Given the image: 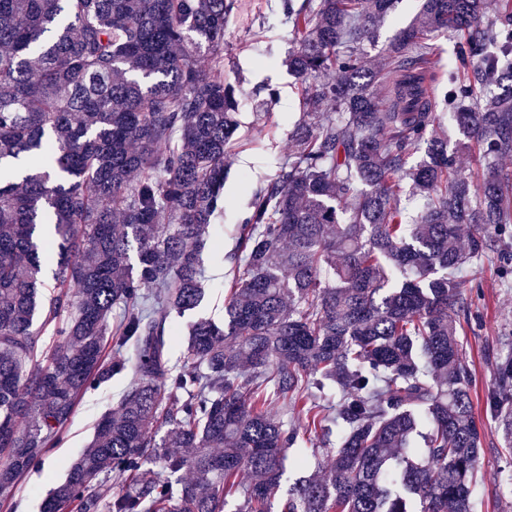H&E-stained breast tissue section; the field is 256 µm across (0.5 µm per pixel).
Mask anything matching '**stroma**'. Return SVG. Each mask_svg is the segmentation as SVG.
I'll return each instance as SVG.
<instances>
[{"mask_svg":"<svg viewBox=\"0 0 512 512\" xmlns=\"http://www.w3.org/2000/svg\"><path fill=\"white\" fill-rule=\"evenodd\" d=\"M239 9L224 31V76L239 89V131L226 149L230 175L224 185V214L211 228L220 250L204 255L206 297L199 316L224 319L225 282L231 267L228 254L235 248L232 233L247 212L251 193L277 173L288 154V132L299 119V81L283 64L292 36L280 8V0H238ZM278 89V98L260 107L258 90ZM478 287L473 293V315L458 329L465 360L474 373L472 399L481 425L483 452L481 480L473 496L472 512H512V450L507 449L498 422L486 407L493 370L485 357L492 345L512 342V281L504 282L493 263L485 260L466 267ZM138 376L127 369L120 377L87 392L65 429L62 443L49 450L44 467L31 470L13 488L8 504L15 512H40L43 499L61 483L69 467L91 442L99 419L115 408L120 396ZM298 463L287 470L275 493L283 500L295 479L309 475L315 462H328L329 451L318 439L289 449Z\"/></svg>","mask_w":512,"mask_h":512,"instance_id":"1","label":"stroma"}]
</instances>
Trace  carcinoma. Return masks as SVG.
Masks as SVG:
<instances>
[{
    "instance_id": "obj_1",
    "label": "carcinoma",
    "mask_w": 512,
    "mask_h": 512,
    "mask_svg": "<svg viewBox=\"0 0 512 512\" xmlns=\"http://www.w3.org/2000/svg\"><path fill=\"white\" fill-rule=\"evenodd\" d=\"M396 3L283 0L302 118L237 230L224 323L191 324L177 368L173 318L204 298L238 131L236 0H0V496L131 366L41 512H224L242 471L237 512H272L307 434L330 463L280 512H471L481 431L457 322L479 284L459 271L492 258L512 278V0H420L382 99L363 45ZM434 34L457 40L441 97L423 87ZM488 357L512 448V344Z\"/></svg>"
}]
</instances>
